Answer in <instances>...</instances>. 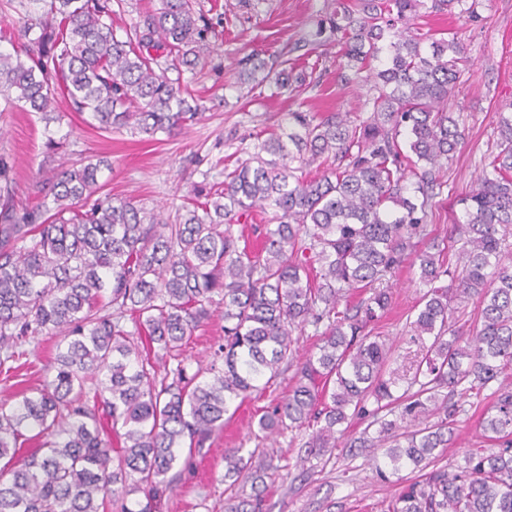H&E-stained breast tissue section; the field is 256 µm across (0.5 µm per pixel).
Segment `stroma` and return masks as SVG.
<instances>
[{
  "instance_id": "stroma-1",
  "label": "stroma",
  "mask_w": 512,
  "mask_h": 512,
  "mask_svg": "<svg viewBox=\"0 0 512 512\" xmlns=\"http://www.w3.org/2000/svg\"><path fill=\"white\" fill-rule=\"evenodd\" d=\"M333 3L195 0L197 11L214 25L217 49L184 75L207 110L197 123L174 136L151 139L126 131L105 133L64 105L59 108L60 121L50 123L18 109L0 114V155L13 166L17 199L36 200L37 188L61 167L90 157L105 162L100 181L107 192L143 203L170 223L192 188L207 189L220 181L216 160L231 168L247 159L258 141L277 130L286 113L346 112L351 119H362L371 85L340 82V52L333 42L319 47L317 68H303L305 83L299 92L281 94L268 84L252 87L239 80L247 55L259 54L269 63L281 60L283 53L301 45L315 30ZM416 24L425 35L460 32L471 64L466 83L448 102L449 111L463 121L467 140L443 167L448 185L437 199L429 225L432 237L442 241L451 229L452 214L461 210L458 197L469 190L495 150L500 109L512 104V0H487L476 22L426 13ZM388 286L391 306L374 328L392 341L393 367L403 376L412 373L420 357L409 327L422 294L417 265L405 263ZM223 341L224 312L215 307L183 345L185 364L193 371L207 367ZM59 342V336L49 334L27 345L25 388H42L51 377ZM293 375V370H286L266 392L252 394L191 461H178L169 473L172 485L162 500V512H224L234 491L231 478L224 475V454L235 448L249 452L261 446L279 457V471L264 480L266 512H384L393 496L420 478V471L408 466L393 470L382 449L348 448L341 442L323 457L301 460V445L311 434L307 428L295 434L284 431L271 441L255 439L259 418L287 395ZM505 384L502 378L493 381L477 398L454 395L456 434L452 445L440 450L437 467L454 474L469 453L494 451V443L481 435L479 420L495 391Z\"/></svg>"
}]
</instances>
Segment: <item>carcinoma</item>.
Here are the masks:
<instances>
[{"label":"carcinoma","instance_id":"1","mask_svg":"<svg viewBox=\"0 0 512 512\" xmlns=\"http://www.w3.org/2000/svg\"><path fill=\"white\" fill-rule=\"evenodd\" d=\"M482 2L336 0L310 43L336 39L347 84L371 72L367 118L288 113V126L223 171L220 186L185 197L174 224L103 192L102 160L61 168L36 209L20 210L0 156V374L37 337L66 336L37 395L0 405V512H105L109 496L119 512H161L183 448H203L236 401L269 389L285 367L295 385L260 417L267 437L311 425L304 447L321 456L339 426L370 414L375 433L350 446L385 449L394 471L452 444L455 392L478 398L512 370V263L502 249L512 232V113H499L497 152L452 216L455 266L433 244L415 253L426 291L410 326L421 357L398 397L399 378L385 377L391 346L368 325L391 305L375 284L428 238L440 161L466 140L448 111L467 69L463 44L455 32L419 34L414 18L422 8L478 18ZM126 5L0 0L11 26L0 98L48 122L63 98L102 132L153 137L195 122L206 107L183 74L212 51L211 24L192 0H162L120 37L112 17ZM294 70L268 71L255 58L240 76L286 90ZM315 163L325 171L312 176ZM256 206L268 224L254 251L232 224ZM445 276L449 288L437 285ZM475 296L479 319L466 337L449 307ZM214 303L224 307V343L190 373L182 346ZM309 325L319 343L295 365L293 332ZM394 404L396 418L379 416ZM480 427L496 451L470 454L451 476L431 471L385 512H512V388L500 389ZM252 457L224 454L225 474L251 481L227 512H263ZM131 491L143 499L130 507L122 498Z\"/></svg>","mask_w":512,"mask_h":512}]
</instances>
